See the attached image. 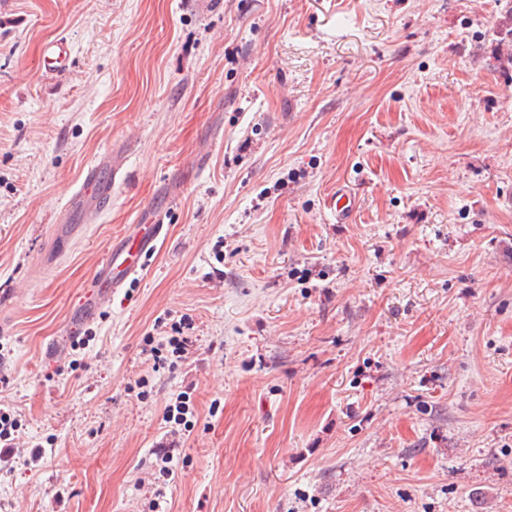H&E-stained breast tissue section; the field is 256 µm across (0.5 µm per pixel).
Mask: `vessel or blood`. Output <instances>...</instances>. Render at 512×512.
Here are the masks:
<instances>
[{
    "label": "vessel or blood",
    "instance_id": "vessel-or-blood-1",
    "mask_svg": "<svg viewBox=\"0 0 512 512\" xmlns=\"http://www.w3.org/2000/svg\"><path fill=\"white\" fill-rule=\"evenodd\" d=\"M121 168V161L114 157L107 170L89 168L80 188L67 201L68 216L76 214L84 222H92L111 201L112 185ZM167 234V225L137 224L114 240L83 286L76 321L88 322L108 307L118 290L143 270L146 259L159 250Z\"/></svg>",
    "mask_w": 512,
    "mask_h": 512
}]
</instances>
